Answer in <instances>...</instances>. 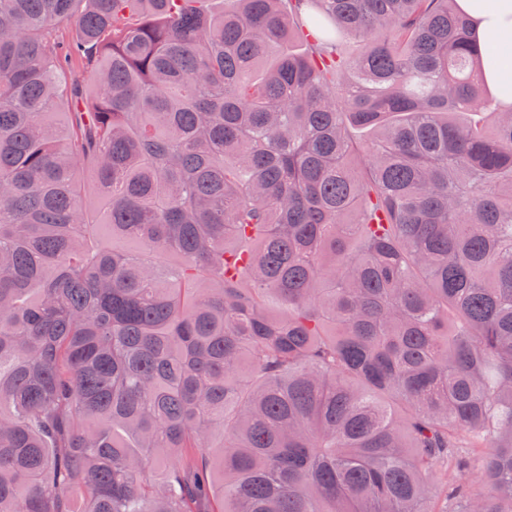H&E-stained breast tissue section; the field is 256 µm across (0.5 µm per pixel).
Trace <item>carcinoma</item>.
Here are the masks:
<instances>
[{"label": "carcinoma", "mask_w": 512, "mask_h": 512, "mask_svg": "<svg viewBox=\"0 0 512 512\" xmlns=\"http://www.w3.org/2000/svg\"><path fill=\"white\" fill-rule=\"evenodd\" d=\"M203 2L0 0V512H512L509 46ZM483 79L502 104L512 105V54L502 59L501 69L486 70Z\"/></svg>", "instance_id": "carcinoma-1"}]
</instances>
